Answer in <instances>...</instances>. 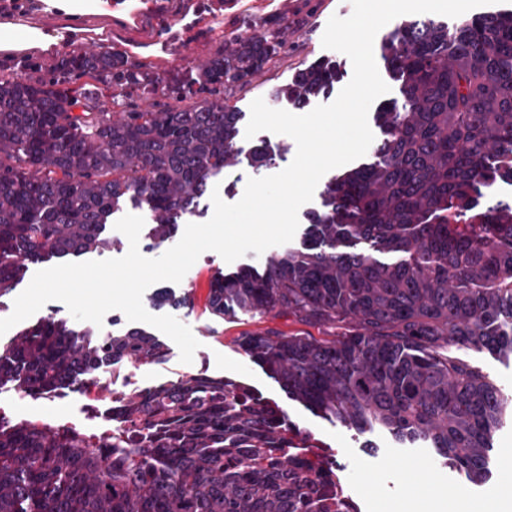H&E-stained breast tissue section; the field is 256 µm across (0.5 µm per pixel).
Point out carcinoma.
Returning <instances> with one entry per match:
<instances>
[{
	"label": "carcinoma",
	"instance_id": "1",
	"mask_svg": "<svg viewBox=\"0 0 512 512\" xmlns=\"http://www.w3.org/2000/svg\"><path fill=\"white\" fill-rule=\"evenodd\" d=\"M284 46L262 28L234 35L155 111L107 109L88 77L124 93L135 69L91 45L48 81L0 75V297L29 265L104 250L126 200L155 244L200 217L224 171L273 164L266 143L238 145L246 85ZM402 102L381 103L376 160L332 176L306 214L301 248L209 281L206 309L288 315L321 331L245 332L238 345L288 396L364 434L423 444L474 483L489 474L512 401L453 350L512 358V206L487 207L512 180V13L452 29L405 21L379 44ZM336 66L315 62L272 90L297 108L329 93ZM159 305L193 292L159 289ZM137 327L106 337L49 316L0 343V388L75 391L127 364L165 360ZM112 432L0 424V512H357L333 463L286 413L222 377L183 374L144 395L108 394ZM112 449L101 457L97 449Z\"/></svg>",
	"mask_w": 512,
	"mask_h": 512
}]
</instances>
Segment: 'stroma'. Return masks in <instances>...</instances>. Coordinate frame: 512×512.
<instances>
[{
	"label": "stroma",
	"mask_w": 512,
	"mask_h": 512,
	"mask_svg": "<svg viewBox=\"0 0 512 512\" xmlns=\"http://www.w3.org/2000/svg\"><path fill=\"white\" fill-rule=\"evenodd\" d=\"M111 16H90L80 22L81 32L68 36L49 52L31 53L32 68L0 58V74L24 71L34 79L53 76L61 61L92 44H104L128 62L140 65L153 80L152 91L124 96L103 95L105 106L118 112L129 104L160 109L168 99L163 91L173 77L195 78L199 64L212 57L224 41L255 26L287 29V45L279 57L250 84L233 88L231 100L242 112L251 102L267 97L269 89L290 80L295 68L314 61H333L341 69V83H348L353 68L343 53L324 48L322 36L331 16L351 15V0H110ZM236 263L225 262L213 251L203 253L175 291L192 286L190 308L157 306L153 290L143 295L145 309L154 315L169 314L190 326L200 346L192 363L180 360L177 345H170L167 359L141 367L149 385H156L179 371H203L251 388L279 406L289 420L307 432L336 464V475L359 512H448L451 498L468 501L474 512H512V419H506L494 440L492 476L484 484L469 483L464 474L437 459L428 448H407L382 431L368 438L354 436L339 425L317 417L291 401L270 375L249 358L237 343L247 331L279 329L299 331L293 318L252 316L243 312L213 318L205 309L208 282L218 271L232 272Z\"/></svg>",
	"instance_id": "35a3bbf8"
}]
</instances>
